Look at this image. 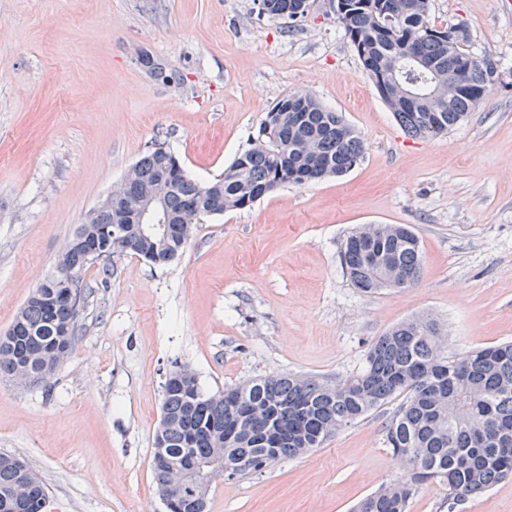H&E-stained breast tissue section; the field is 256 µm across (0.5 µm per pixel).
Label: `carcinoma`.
Here are the masks:
<instances>
[{"mask_svg":"<svg viewBox=\"0 0 512 512\" xmlns=\"http://www.w3.org/2000/svg\"><path fill=\"white\" fill-rule=\"evenodd\" d=\"M303 0H261L259 12L295 21ZM394 0H342L336 15L361 67L406 131L429 138L448 132L474 111L504 72L490 56L470 51L468 26L448 27L430 17V0L389 17ZM461 81L452 89L448 72ZM364 145L342 114L311 94L292 93L266 112L250 148L202 184L163 144L149 149L128 180L113 188L125 200L101 205L79 224L57 256L54 270L27 298L0 333V379L31 375L39 383L70 355L78 334L70 319L65 284L78 286L85 301L87 269L97 264L111 275L114 257L132 254L154 266L182 255L198 224L208 217L253 205L278 187L303 186L341 177L363 158ZM161 197L167 224L142 233L139 202ZM110 228L123 237L114 246ZM343 268L364 293L413 288L422 276L419 238L405 224H371L352 232L341 247ZM440 329L427 317L404 321L378 337L364 368L342 383L276 375L209 394L186 369L165 381L154 454L176 465L187 453L225 448L230 477L261 472L282 457L321 447L396 395L405 399L384 428L385 442L413 474L360 500L352 512H405L409 499L429 482L448 487V497L466 499L512 478V343L441 354ZM47 490L33 468L21 471L15 457L0 454V512H46Z\"/></svg>","mask_w":512,"mask_h":512,"instance_id":"1","label":"carcinoma"}]
</instances>
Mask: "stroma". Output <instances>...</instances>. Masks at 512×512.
Returning <instances> with one entry per match:
<instances>
[{
  "mask_svg": "<svg viewBox=\"0 0 512 512\" xmlns=\"http://www.w3.org/2000/svg\"><path fill=\"white\" fill-rule=\"evenodd\" d=\"M430 14L464 21L473 52L512 71V0H430ZM144 53L163 76L140 65ZM297 91L361 137L352 171L204 219L169 265L125 254L110 277L90 267L75 346L50 385L0 379V453L38 473L47 512H165L152 458L174 366L209 393L286 373L336 382L362 369L378 336L426 314L448 356L512 341V86L448 133L412 137L332 0L292 28L254 0H0V330L148 147L165 143L213 181ZM363 224L413 227L418 286H353L341 247ZM401 402L312 452L214 481L207 512H351L408 475L383 436ZM407 512H512V479L453 504L432 482Z\"/></svg>",
  "mask_w": 512,
  "mask_h": 512,
  "instance_id": "obj_1",
  "label": "stroma"
}]
</instances>
